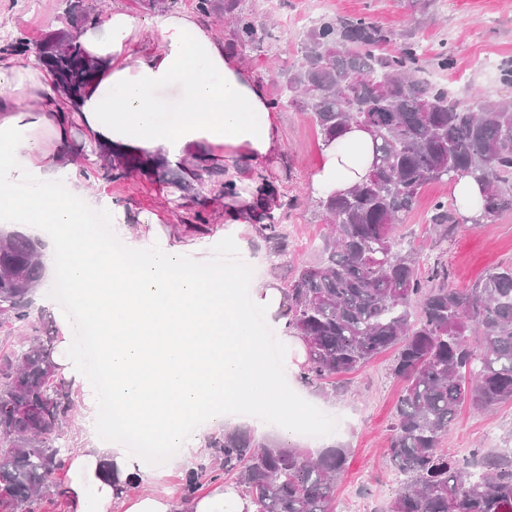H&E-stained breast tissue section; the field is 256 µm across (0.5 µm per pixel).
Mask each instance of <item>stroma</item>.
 Here are the masks:
<instances>
[{
	"mask_svg": "<svg viewBox=\"0 0 512 512\" xmlns=\"http://www.w3.org/2000/svg\"><path fill=\"white\" fill-rule=\"evenodd\" d=\"M257 19L270 31L262 49L246 52L244 63L265 87L268 97H275L281 84V69L297 58L299 36L303 30L307 0H282L279 14H269L265 0H247ZM67 0H0V34L24 32L31 40L47 32L71 29L66 20ZM326 13L332 17L366 16L384 27L402 32L415 29L425 60L450 51L454 65L444 73L449 92L468 98L472 88H480L496 99L512 100V83H503L499 72L471 74L472 63L481 57L496 61L512 59V0H436L434 16L418 23L415 0H329ZM282 130V146L267 168L270 180L286 187L299 204L288 210L282 222L290 233L288 253L269 261L266 245L251 225L240 228L237 242L227 243L214 234L224 222L223 200L195 195L169 182L137 174L115 179L99 165L85 161L92 145L79 118H72L73 135L68 152L82 163V173L97 197L112 199L120 207L130 231H138L141 215H158L173 234H195L193 216L205 212L212 235L187 256L200 271L221 266L240 275L237 296L247 304L255 283L273 281L287 287L295 270L313 265L322 256L326 232L323 210L318 197L311 194L310 178L321 162L322 141L315 124L302 112L284 109L276 113ZM452 183H430L407 213L402 229L403 247L416 249L424 259L441 258L448 267V285L471 288L492 266L512 264V210L501 212L492 222L472 226L457 224L448 240H440L428 222L429 210L438 200H452ZM252 323L261 331L265 351L275 371L278 386L295 405L297 420L318 428L317 439L293 434V445L318 453L333 445L348 448L346 469L336 485L339 512H378L396 495L400 477L390 466L388 448L390 427L397 400L403 388L401 379L390 373L394 350H387L359 371L337 377L343 391L325 395L304 385L296 372L280 369L283 333L265 313L253 311ZM81 405L72 425L63 429L57 444L76 453L112 439L113 425L99 420L102 403L98 397L80 395ZM512 436V403L489 410L463 407L448 428L445 450L456 457L468 456L473 449L495 450ZM143 471L154 482H140L129 487V496L149 492L180 498V479L188 461L182 449L166 450L164 458H139Z\"/></svg>",
	"mask_w": 512,
	"mask_h": 512,
	"instance_id": "1",
	"label": "stroma"
}]
</instances>
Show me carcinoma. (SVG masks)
Returning <instances> with one entry per match:
<instances>
[{
    "label": "carcinoma",
    "mask_w": 512,
    "mask_h": 512,
    "mask_svg": "<svg viewBox=\"0 0 512 512\" xmlns=\"http://www.w3.org/2000/svg\"><path fill=\"white\" fill-rule=\"evenodd\" d=\"M245 2L195 0V9L224 21L229 46L244 52L268 36ZM299 44L271 106L309 115L325 145L352 126L363 129L373 140L374 164L362 183L322 200L330 224L324 260L301 267L288 284V329L306 347L298 377L334 393L329 378L396 349L391 372L405 386L389 458L401 482L385 512H512V438L504 449H478L462 459L442 448L463 406L512 401V264L488 270L474 288H450L448 269L424 263L402 247L400 235L405 213L431 181L467 175L481 187L465 217L442 200L433 204L429 223L443 238L460 222L478 226L512 210V101L479 89L474 103L454 97L425 77L414 31L397 33L365 16H321ZM3 51L40 62L70 110L96 86L98 66L70 31L39 41L19 32ZM98 154L115 179L139 172L184 185L167 161L106 144ZM264 191L266 223L257 233L275 259L289 246L280 212L297 198L271 181ZM42 247L22 232L0 233V325L31 323V295L44 279ZM59 341L50 327L20 355H0V512H35L45 497L64 493L52 482L65 467L56 440L78 400L61 375ZM205 447L219 466L202 462L187 470L185 499L199 492L202 478L233 474L255 512H336L343 446L313 457L225 429L209 435Z\"/></svg>",
    "instance_id": "cac0c4a2"
}]
</instances>
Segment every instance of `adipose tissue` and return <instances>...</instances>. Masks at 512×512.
<instances>
[{
	"mask_svg": "<svg viewBox=\"0 0 512 512\" xmlns=\"http://www.w3.org/2000/svg\"><path fill=\"white\" fill-rule=\"evenodd\" d=\"M152 45L139 38V20L127 11L85 26L78 35L87 55L103 60L98 84L81 102L80 117L100 143L173 161L200 153L188 182L207 195L214 188L202 171L222 165L235 194L224 198L225 238L249 223L260 201L263 166L277 153L281 132L263 85L227 51L213 27L192 13H157ZM184 92L174 122L157 119L158 91ZM73 129L49 72L32 60L0 61V223L20 224L44 241L48 280L67 276L98 340L112 409L127 428L162 448L202 453L206 431L244 409L266 413L289 432L292 408L264 364L263 338L248 310L235 306V273L200 272L185 260L186 244L171 245L157 215L143 216L148 235L120 252L73 227L88 206L108 207L84 189L82 173L65 164ZM251 163L242 176L236 160ZM369 136L351 128L323 148L311 188L320 196L348 191L366 177ZM67 176L70 191L53 193ZM149 264H141L143 248ZM194 435H187L188 419ZM111 462L123 477L145 473L120 447L90 448L67 460L66 512H173L169 496L136 497L116 490L102 472ZM185 512H254L241 486L219 485L184 503Z\"/></svg>",
	"mask_w": 512,
	"mask_h": 512,
	"instance_id": "obj_1",
	"label": "adipose tissue"
}]
</instances>
